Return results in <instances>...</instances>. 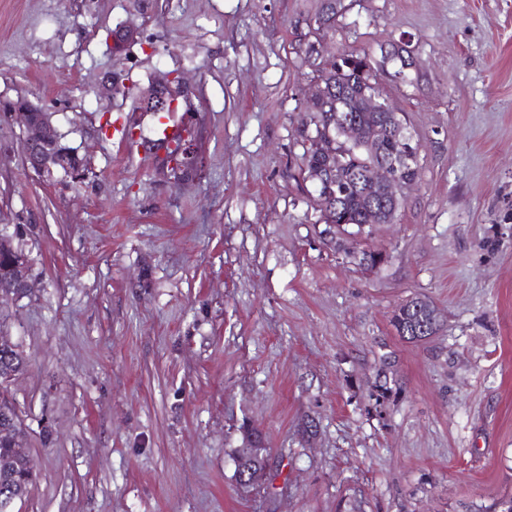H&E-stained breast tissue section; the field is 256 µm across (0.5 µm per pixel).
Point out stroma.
I'll return each mask as SVG.
<instances>
[{
  "label": "stroma",
  "instance_id": "obj_1",
  "mask_svg": "<svg viewBox=\"0 0 512 512\" xmlns=\"http://www.w3.org/2000/svg\"><path fill=\"white\" fill-rule=\"evenodd\" d=\"M0 0V100L47 112L82 178L46 180L0 118V225L31 293L0 306L35 479L18 512H492L512 498V0ZM130 25L135 40L115 45ZM380 57L419 144L396 218L335 242L304 182L316 66ZM121 75L124 91L105 90ZM181 77L200 175L133 94ZM135 126L128 146L101 133ZM382 252L370 272L353 252ZM442 321L391 324L406 300ZM261 486L235 477L244 428ZM441 317L436 306L426 298H414L400 305L394 312L392 324L402 338L419 342L428 336H421L423 327L440 326Z\"/></svg>",
  "mask_w": 512,
  "mask_h": 512
}]
</instances>
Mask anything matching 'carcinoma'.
Masks as SVG:
<instances>
[{
    "label": "carcinoma",
    "instance_id": "carcinoma-1",
    "mask_svg": "<svg viewBox=\"0 0 512 512\" xmlns=\"http://www.w3.org/2000/svg\"><path fill=\"white\" fill-rule=\"evenodd\" d=\"M337 2L323 0L316 14L315 24L321 30L336 22ZM301 52L307 59L318 61L320 83L325 88L322 96L310 100L307 107L310 123L315 126V136L324 137L327 129H336V123L345 118L357 123L364 131L363 138L346 149L333 147L335 153L326 154L307 150L306 167L315 172L322 170L325 178L315 200L319 203L324 232L342 235L347 227L359 229L374 223L377 216L393 217L400 201L384 198L368 199L360 192L356 179L370 162L388 163L392 157H412L417 150L413 136L406 128H399L395 117L387 112H372L367 103L379 88L367 69L368 54L350 51V59L336 60V53L324 49L318 40L304 43ZM386 122L395 131L394 139H371L373 130L380 122ZM172 171H182L193 159L179 142L168 151ZM17 233L0 236V302L3 303L24 294L25 267L20 263L22 249L14 245ZM441 318L436 306L426 298H414L394 312L392 324L402 338L417 342L423 339L422 328L439 327ZM26 365V359L11 338L0 333V472L15 475L9 487L11 493L22 498L32 484L34 476L28 474L29 448L26 429L18 414L10 391V384Z\"/></svg>",
    "mask_w": 512,
    "mask_h": 512
}]
</instances>
